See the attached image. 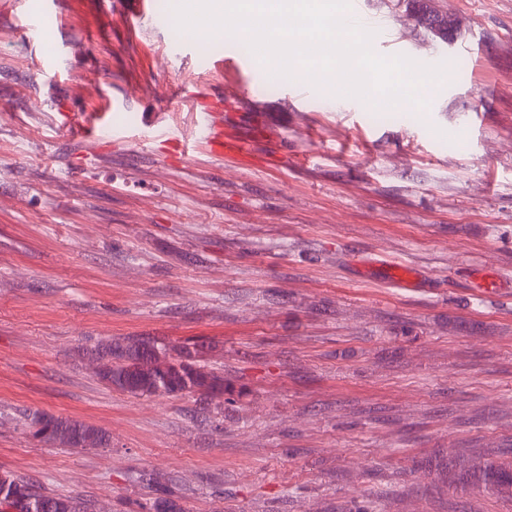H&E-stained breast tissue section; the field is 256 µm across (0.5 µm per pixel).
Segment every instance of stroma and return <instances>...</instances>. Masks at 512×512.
Wrapping results in <instances>:
<instances>
[{
    "label": "stroma",
    "instance_id": "stroma-1",
    "mask_svg": "<svg viewBox=\"0 0 512 512\" xmlns=\"http://www.w3.org/2000/svg\"><path fill=\"white\" fill-rule=\"evenodd\" d=\"M152 2L0 0V473L99 512L153 474L186 512H512L447 468L512 459V0H430L445 41L350 0L375 52L445 68L385 113ZM96 104L113 139L72 129ZM200 112L252 159L181 155ZM128 336L200 343L235 403L107 386L87 359ZM36 410L111 442H36Z\"/></svg>",
    "mask_w": 512,
    "mask_h": 512
}]
</instances>
